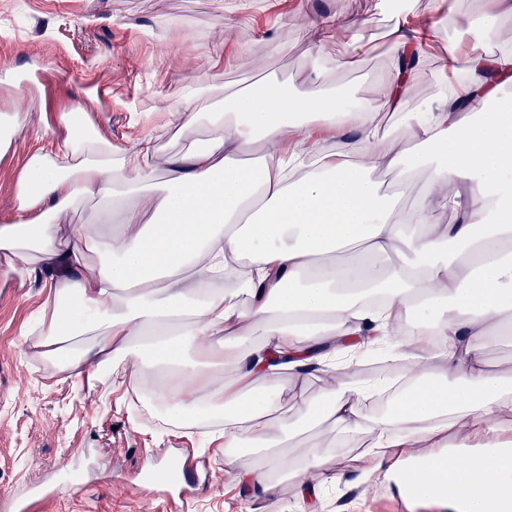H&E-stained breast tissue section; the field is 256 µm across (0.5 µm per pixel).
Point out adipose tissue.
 Here are the masks:
<instances>
[{
    "label": "adipose tissue",
    "mask_w": 512,
    "mask_h": 512,
    "mask_svg": "<svg viewBox=\"0 0 512 512\" xmlns=\"http://www.w3.org/2000/svg\"><path fill=\"white\" fill-rule=\"evenodd\" d=\"M507 15L512 0H478L463 29L470 50L434 61L396 23L380 97L354 103L319 59L330 47L360 67L355 28L323 20L306 87L269 77L190 92L166 123L205 137L159 167L152 138L118 147L68 113L64 142L30 154L15 212L0 224L6 273L49 275L53 303L29 344L34 356L89 385L106 376L168 411L218 419L225 448L263 454L236 480L267 492L273 474L288 475L298 512L344 477L317 446L286 445L323 417L337 433L370 436L400 493L460 512H512V444L499 441L497 416L512 403V381L485 364L512 334ZM491 42L509 49L490 54ZM422 72L428 98L405 111ZM384 112L395 128H381ZM326 135L348 149L325 146ZM379 170L422 187L429 206L404 211L374 180ZM88 198L98 223L59 224ZM409 311V338L397 341L391 328ZM251 323L265 326L263 344L245 337ZM380 349L406 362L385 418L360 412L374 395L367 382H338L318 401L298 395L282 412L285 377ZM224 365L238 374L215 384ZM451 430L455 446L438 443ZM420 437L433 447H415Z\"/></svg>",
    "instance_id": "1"
}]
</instances>
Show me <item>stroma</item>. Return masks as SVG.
I'll use <instances>...</instances> for the list:
<instances>
[{
    "instance_id": "1",
    "label": "stroma",
    "mask_w": 512,
    "mask_h": 512,
    "mask_svg": "<svg viewBox=\"0 0 512 512\" xmlns=\"http://www.w3.org/2000/svg\"><path fill=\"white\" fill-rule=\"evenodd\" d=\"M271 2L249 0L248 10L233 14L237 39L217 69L213 35L225 17L213 0H0V119L23 120L11 145L0 147V222L15 209L30 152L65 137L64 113L84 112L117 145L155 134L161 107L177 105L188 91L243 88L262 75L296 78L309 61L311 18L365 23L362 70L333 50L322 62L359 97L377 99L374 75L391 26L383 0H283L280 10ZM173 20L192 31L189 46L171 38ZM244 49L262 57L260 72L240 69ZM51 303L42 276L0 274V512H10L9 496L29 500L36 485L58 499L54 512H287L297 496L292 479L281 478L270 493L252 491L235 481L221 440L138 409L131 388L91 387L40 368L27 339ZM306 437L347 474L323 489L317 512H444L386 482L362 490L358 476L371 464L363 436L340 437L325 421ZM186 448L202 478L186 499L172 503L141 485L151 469L176 471ZM77 485L83 491L76 497Z\"/></svg>"
}]
</instances>
